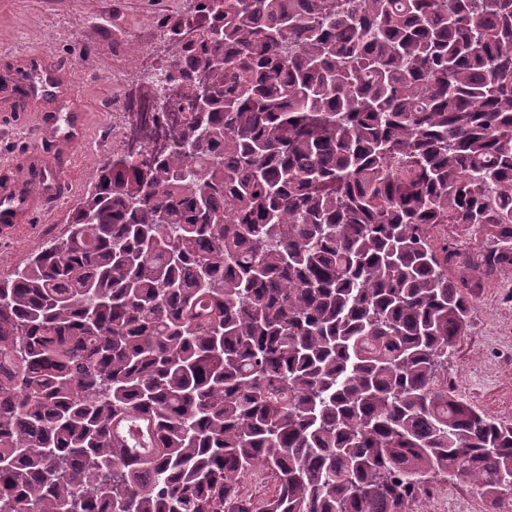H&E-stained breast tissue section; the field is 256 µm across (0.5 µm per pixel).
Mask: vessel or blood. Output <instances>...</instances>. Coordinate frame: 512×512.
<instances>
[{
    "instance_id": "obj_1",
    "label": "vessel or blood",
    "mask_w": 512,
    "mask_h": 512,
    "mask_svg": "<svg viewBox=\"0 0 512 512\" xmlns=\"http://www.w3.org/2000/svg\"><path fill=\"white\" fill-rule=\"evenodd\" d=\"M35 75L29 94L40 102L59 91V68L45 57H34ZM84 113L41 115L37 142L30 151L0 166V234L31 223L44 205L60 204L65 180L59 174L58 150H72L85 134Z\"/></svg>"
}]
</instances>
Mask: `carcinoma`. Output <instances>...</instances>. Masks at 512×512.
Masks as SVG:
<instances>
[{
	"label": "carcinoma",
	"mask_w": 512,
	"mask_h": 512,
	"mask_svg": "<svg viewBox=\"0 0 512 512\" xmlns=\"http://www.w3.org/2000/svg\"><path fill=\"white\" fill-rule=\"evenodd\" d=\"M169 42L186 127L0 282V512L511 493L512 423L436 378L472 305L449 267L512 274V0H191ZM485 242L483 233H468L455 224H448V249L476 257L483 250Z\"/></svg>",
	"instance_id": "obj_1"
}]
</instances>
